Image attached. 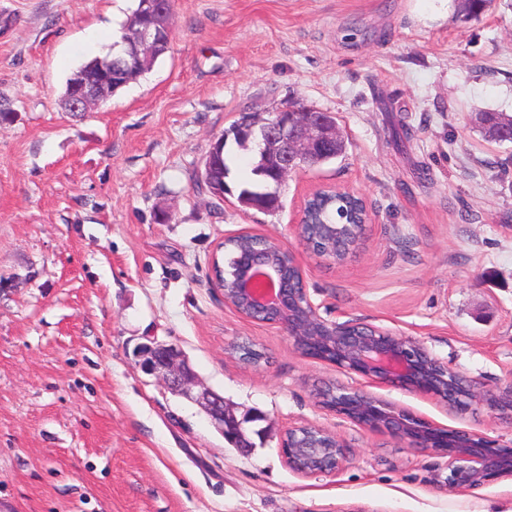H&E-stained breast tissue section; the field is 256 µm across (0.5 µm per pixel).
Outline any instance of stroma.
<instances>
[{
	"instance_id": "stroma-1",
	"label": "stroma",
	"mask_w": 512,
	"mask_h": 512,
	"mask_svg": "<svg viewBox=\"0 0 512 512\" xmlns=\"http://www.w3.org/2000/svg\"><path fill=\"white\" fill-rule=\"evenodd\" d=\"M136 0H0V512H512V479L446 488L443 458L326 411L325 385L512 444V419L374 383L302 355L225 304V237L275 238L322 317L417 338L494 390L512 378V0L459 20L454 0H172L171 49L140 82L64 111L70 74L105 55ZM296 101L334 115L346 152L288 176L273 213L241 208L254 149L225 148L230 188L201 181L241 113ZM363 196L369 221L341 263L294 232L306 196ZM178 344L254 448L228 444L133 354ZM266 355L243 364L228 346ZM336 434L348 460L298 475L280 435ZM480 124L476 125L480 134L489 140L499 141V128L501 126L512 125V115L502 112H482ZM501 143V142H500Z\"/></svg>"
}]
</instances>
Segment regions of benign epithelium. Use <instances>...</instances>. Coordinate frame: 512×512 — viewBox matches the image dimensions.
<instances>
[{
  "label": "benign epithelium",
  "instance_id": "7a95c632",
  "mask_svg": "<svg viewBox=\"0 0 512 512\" xmlns=\"http://www.w3.org/2000/svg\"><path fill=\"white\" fill-rule=\"evenodd\" d=\"M139 13L154 18L132 27L122 41L120 56L107 67L78 73L65 105L68 112H86L112 96L113 83L126 78L127 66L137 60L169 52L171 34L159 0H140ZM238 138L256 144L273 175L265 190L245 205L271 212L280 204V189L288 176L304 168L318 148L334 143L342 131L332 115L317 108L290 102L265 118L243 113L233 125ZM230 288L246 310L243 317L282 328L303 355L317 351L334 354L331 364L375 383L438 398L454 407L482 402L492 410L512 414V380L496 391L450 370L418 339L357 321L322 318L305 288L287 284L283 269L272 256L254 254L234 268ZM135 358L147 374L162 381L173 394L196 404L222 435L229 433L235 446L250 449L249 430L227 408L224 397L199 385L184 350L174 343L152 339L138 345ZM455 382H450L448 377ZM325 409L369 430L386 432L406 448L447 459L445 485L454 491H472L498 479L512 477V448L480 433L450 429L357 389L335 387ZM328 431L315 425L292 424L281 437V451L289 468L303 476L332 474L346 459V449L322 441Z\"/></svg>",
  "mask_w": 512,
  "mask_h": 512
}]
</instances>
